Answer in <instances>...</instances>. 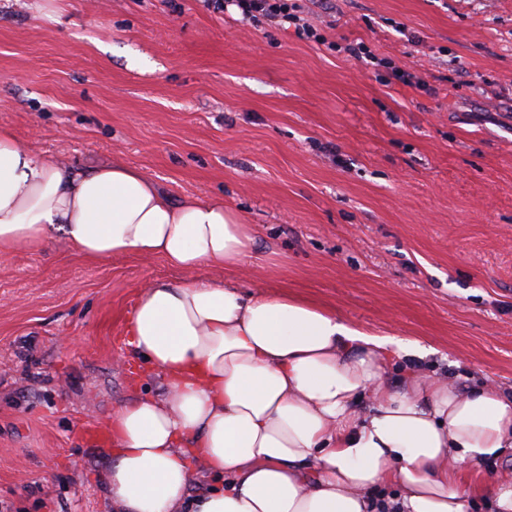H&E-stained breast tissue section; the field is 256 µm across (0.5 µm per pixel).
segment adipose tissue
<instances>
[{
    "instance_id": "1",
    "label": "adipose tissue",
    "mask_w": 512,
    "mask_h": 512,
    "mask_svg": "<svg viewBox=\"0 0 512 512\" xmlns=\"http://www.w3.org/2000/svg\"><path fill=\"white\" fill-rule=\"evenodd\" d=\"M57 238L184 274L138 295L129 353L166 390L112 412L110 512H469L458 466L512 449V395L412 370L392 387L391 358H422L419 345L391 352L334 312L201 276L256 244L223 198L176 202L135 168L78 169L0 128V254Z\"/></svg>"
}]
</instances>
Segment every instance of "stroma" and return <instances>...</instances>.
<instances>
[{
	"label": "stroma",
	"instance_id": "obj_1",
	"mask_svg": "<svg viewBox=\"0 0 512 512\" xmlns=\"http://www.w3.org/2000/svg\"><path fill=\"white\" fill-rule=\"evenodd\" d=\"M292 25L205 0H0V126L79 168L123 164L173 200L222 197L257 237L225 281L288 293L458 388L512 393V0H303ZM365 43L417 82L349 57ZM160 256L0 254V500L109 512L83 430L165 390L135 381L139 288ZM512 451L463 471L491 512Z\"/></svg>",
	"mask_w": 512,
	"mask_h": 512
}]
</instances>
